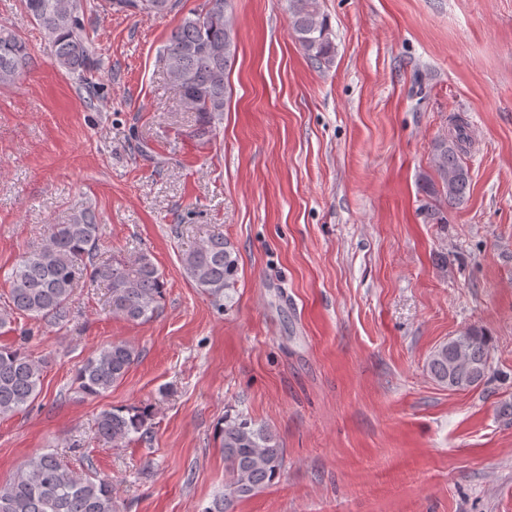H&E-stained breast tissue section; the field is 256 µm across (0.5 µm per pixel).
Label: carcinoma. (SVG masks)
I'll return each instance as SVG.
<instances>
[{"mask_svg": "<svg viewBox=\"0 0 512 512\" xmlns=\"http://www.w3.org/2000/svg\"><path fill=\"white\" fill-rule=\"evenodd\" d=\"M114 12L129 15L162 14L171 0H106ZM28 15L51 45L54 66L84 76L97 69L95 48L84 23V0H23ZM289 26L306 58L317 67L332 64L336 45L319 0H288ZM166 72L179 92L183 107L196 113L194 136L210 140L222 118L228 98L224 82L236 57L232 0H202L172 32L164 48ZM32 57L27 44L7 29H0V86L18 81ZM469 144L466 126L455 124L453 134L434 148L435 178L427 191L450 205L464 201L470 189L468 169L462 162ZM100 225L85 210L68 224H52L35 250L20 257L9 273V311L0 324L17 313L63 326L70 321L74 288L82 278L108 288L112 314L132 322L150 320L160 307L164 282L151 255L102 259L98 255ZM187 276L218 306L233 287L238 259L224 241L213 234L183 254ZM470 375L462 388L478 386L489 370L487 339L482 330H467ZM448 344L435 348L426 368L441 386L456 389L448 381ZM139 358L126 341L103 346L79 369L75 381L87 397L107 393L120 383ZM43 362L19 348L0 347V418L30 406L41 393ZM150 416L144 409L109 407L100 411L96 424L100 438L114 445L151 433ZM224 452V490L201 512H229L234 503L268 487L281 473L284 450L275 435L256 422L224 418L219 428ZM87 472L77 473L49 451L29 456L12 477L0 482V512H118L112 498V480L86 460Z\"/></svg>", "mask_w": 512, "mask_h": 512, "instance_id": "obj_1", "label": "carcinoma"}]
</instances>
